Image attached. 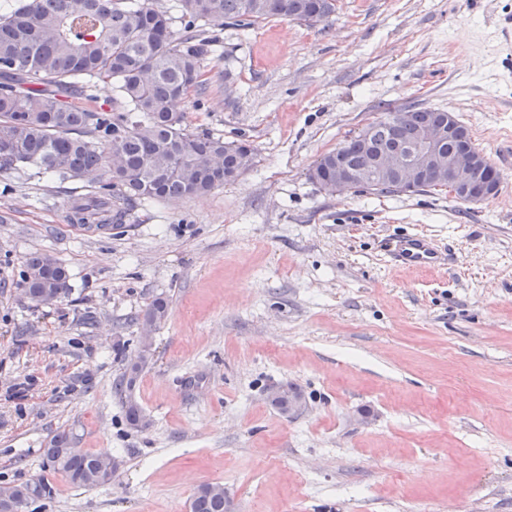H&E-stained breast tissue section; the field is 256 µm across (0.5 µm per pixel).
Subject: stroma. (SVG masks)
I'll return each instance as SVG.
<instances>
[{
	"instance_id": "1",
	"label": "stroma",
	"mask_w": 512,
	"mask_h": 512,
	"mask_svg": "<svg viewBox=\"0 0 512 512\" xmlns=\"http://www.w3.org/2000/svg\"><path fill=\"white\" fill-rule=\"evenodd\" d=\"M512 0H336L330 21L207 28L193 132L248 140L252 166L99 229L69 220L102 172H0V485L41 478L22 512H189L222 484L234 512H512V167L483 204L445 191L332 194L309 178L382 112L454 113L497 163L512 144ZM430 236L449 266L387 246ZM71 290L19 297L33 251ZM170 301L128 426L113 386L135 318ZM305 398L287 417L267 400ZM121 466L79 488L44 463L58 431ZM388 251L395 262L416 270L431 271L445 265V257L425 234L414 233L393 240Z\"/></svg>"
}]
</instances>
